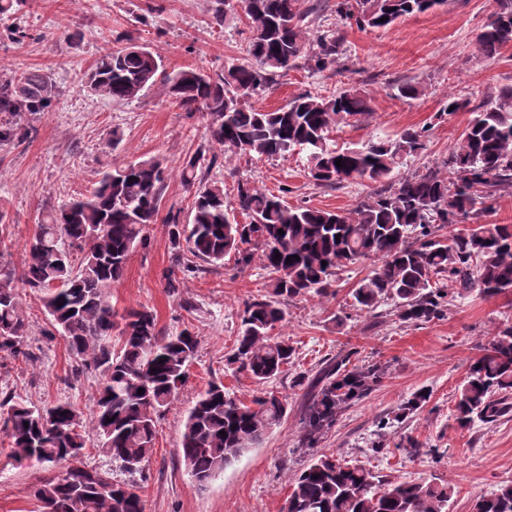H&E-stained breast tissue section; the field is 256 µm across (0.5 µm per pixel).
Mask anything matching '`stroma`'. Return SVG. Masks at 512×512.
Wrapping results in <instances>:
<instances>
[{"mask_svg": "<svg viewBox=\"0 0 512 512\" xmlns=\"http://www.w3.org/2000/svg\"><path fill=\"white\" fill-rule=\"evenodd\" d=\"M335 0H301L308 9L310 35L338 31L343 56L321 73L303 62L288 69L251 104L273 110L301 93L329 96L344 90L371 99V113L356 125H339L332 145L347 148L392 139L402 129L427 125L426 149L411 158L408 171L442 163L462 138L471 110L512 87V45L493 57L481 56L476 40L495 8L494 0H446L424 13L398 19L388 29L339 24ZM212 0H21L10 15H0V77L29 70L48 75L54 85L50 107L23 114L16 122L23 138L0 144V263L18 269L35 224L46 214L88 193L108 166L149 157L167 166L166 191L159 213L145 233L147 246L134 250L122 279L109 291L117 313L151 310L157 327L174 334L188 329L199 339L189 378L172 408L156 425L153 454L142 472L128 473L96 450L87 436L82 461L109 471L114 481L133 485L145 512H281L291 479L316 455L341 456L374 473L401 481L436 478L455 489L448 512H472L477 498L512 483V416L491 425L458 429L455 402L470 360L498 329L512 324V295L486 298L448 289L442 318L427 323L399 320L393 303L374 311L359 309L352 291L373 268L366 260L342 273L332 296L315 294L286 302V320L272 332L291 345V364L275 379L256 382L228 369L246 303L268 296V278L260 261L243 268L234 256L223 266L202 270L170 293L165 276L172 267L169 210L188 219L194 197L180 178L185 159L200 157L209 178L235 194L238 181L283 195L288 205L349 210L373 196L376 183L355 179L328 188L314 185L301 155L261 158L238 156L225 161L222 148L207 135L209 119L179 109L155 85L133 100L113 102L87 86L94 61L127 42L150 48L167 70L221 71L249 59V20L241 7L223 22L213 18ZM24 27L26 36L7 39L3 31ZM411 81L422 93L414 99L396 95V85ZM469 107L445 116L449 97ZM120 143H113V132ZM29 321L31 359L0 352V392L38 403L68 402L90 414L100 381L93 375L73 378L78 364L62 336L47 339L48 315L41 297L20 289ZM350 354L357 367H382L381 383L340 413L335 426L315 445L302 443V389L299 375H314L330 358ZM248 401L275 392L286 396L288 411L255 447L249 448L205 486H197L179 453L188 410L210 382ZM428 401L405 421L380 428L415 393ZM47 471L29 459L21 462L0 446V512H36L32 488Z\"/></svg>", "mask_w": 512, "mask_h": 512, "instance_id": "obj_1", "label": "stroma"}]
</instances>
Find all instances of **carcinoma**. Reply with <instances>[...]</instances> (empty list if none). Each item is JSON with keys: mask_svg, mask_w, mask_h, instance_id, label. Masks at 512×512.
<instances>
[{"mask_svg": "<svg viewBox=\"0 0 512 512\" xmlns=\"http://www.w3.org/2000/svg\"><path fill=\"white\" fill-rule=\"evenodd\" d=\"M251 20V61L213 75L188 69L167 72L148 47L129 42L102 55L93 66L89 88L111 101L134 99L160 84L172 103L204 112L211 142L224 158L257 154L273 157L305 153L314 184L332 186L353 179L382 189L347 212L290 206L247 181L237 183L235 206L224 186L205 181L200 160L190 158L180 177L196 187L187 221L180 212L167 218L177 270L166 288L178 292L182 280L201 270L197 262L222 265L230 254L241 267L259 258L271 295L246 304L238 338L227 361L257 381L279 376L294 349L275 342L271 331L285 320L284 300L309 294L335 295L341 271L362 260H378L353 289L356 304L368 311L391 300L403 322H429L443 315L447 283L485 298L512 295V225L482 224L479 218L504 193H512V87L468 125L443 166H431L392 180L406 159L424 150L431 127L410 126L394 139L370 140L336 149L330 132L361 121L368 99L346 90L332 96L300 94L268 111L248 101L261 95L280 73L306 57L308 68L323 72L342 54L332 32L312 39L308 11L299 0H239ZM445 0H337L343 24L387 29L400 17L425 12ZM496 8L477 37L478 52L491 57L512 44V0ZM386 21H380V18ZM48 77L31 71L0 80V112H43L52 102ZM342 159L338 167L335 160ZM166 165L158 158L129 162L104 172L89 195L74 199L42 218L25 246L21 273L0 266V352L28 358L27 321L17 288L41 294L50 324L80 361L75 377L100 376L95 409L84 417L72 404L36 405L6 394L0 399V435L12 456L34 459L58 473L40 481L33 497L40 512H143L141 497L108 472L81 463L86 429L96 433L99 452L130 473L149 461L156 421L186 383L198 349L187 329L163 336L149 310L117 315L107 290L120 281L130 253L146 242L163 200ZM247 215L241 224L235 211ZM461 225L450 238L444 227ZM340 239H335V236ZM192 259L180 260L181 248ZM281 257H276V254ZM121 317L118 344H112ZM349 357L333 359L312 378L305 414L309 447L337 421L342 408L367 397L381 381L378 366L347 369ZM144 393H138V389ZM428 394L404 402L394 420L401 423L421 408ZM288 400L265 392L246 403L213 382L188 411L180 454L198 485L211 480L245 450L259 444L280 424ZM512 413V325L494 333L470 360L455 406L454 421L468 429L494 424ZM29 426H24V423ZM454 487L422 479L385 478L334 456L313 458L292 478L287 512H448ZM473 512H512V484L476 500Z\"/></svg>", "mask_w": 512, "mask_h": 512, "instance_id": "cac0c4a2", "label": "carcinoma"}]
</instances>
